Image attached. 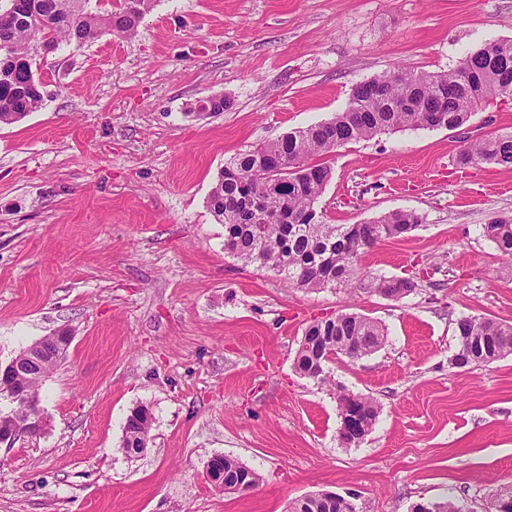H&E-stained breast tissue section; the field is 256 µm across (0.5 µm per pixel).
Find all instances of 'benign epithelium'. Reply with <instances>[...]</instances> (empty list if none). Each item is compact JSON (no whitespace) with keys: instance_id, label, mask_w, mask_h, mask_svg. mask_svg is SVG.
Instances as JSON below:
<instances>
[{"instance_id":"1","label":"benign epithelium","mask_w":512,"mask_h":512,"mask_svg":"<svg viewBox=\"0 0 512 512\" xmlns=\"http://www.w3.org/2000/svg\"><path fill=\"white\" fill-rule=\"evenodd\" d=\"M73 340L69 329H61L42 337L17 354L6 365L0 364V397L20 408L0 413V444L8 447L25 437L44 434L49 421L40 408L36 382L45 378L49 370L47 362L60 361ZM365 400L350 396L340 412L341 441L357 443L368 433L369 427L362 420L366 412ZM206 477L210 484L224 493H239L252 488L250 472L246 469L236 474L232 481L224 480V455L209 458L205 465Z\"/></svg>"}]
</instances>
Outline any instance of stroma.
Masks as SVG:
<instances>
[{"mask_svg": "<svg viewBox=\"0 0 512 512\" xmlns=\"http://www.w3.org/2000/svg\"><path fill=\"white\" fill-rule=\"evenodd\" d=\"M512 38V0H156L135 37L103 33L35 57L40 108L0 125V363L73 333L45 378L47 432L0 445V512H288L320 490L356 512L453 498L486 512L512 484V355L452 367L455 321L512 324V262L481 226L512 214V168L456 165L463 136L512 131V100L464 132L400 129L337 149L316 208L329 224L393 211L424 222L363 254L361 287H288L224 251L209 196L236 154L345 109L398 67L439 72ZM224 111H200L210 97ZM411 277L393 300L373 277ZM355 312L371 355L294 369L307 324ZM375 425L342 445L339 391ZM151 441L122 448L130 410ZM222 453L258 486L212 487ZM137 419L142 427L136 425L134 423H129L127 425V418L123 427V441L126 439L127 443H129L130 439H134L135 441L141 442L144 444L143 448L139 444L135 442H130L129 444H125L124 448L126 453L132 456H138L148 447V443L151 439L150 431L151 428H147L151 426L152 417L148 408L137 409L135 412ZM144 427V428H143Z\"/></svg>", "mask_w": 512, "mask_h": 512, "instance_id": "1", "label": "stroma"}]
</instances>
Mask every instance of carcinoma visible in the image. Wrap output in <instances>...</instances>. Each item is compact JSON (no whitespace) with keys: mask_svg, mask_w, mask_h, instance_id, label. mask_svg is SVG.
I'll return each instance as SVG.
<instances>
[{"mask_svg":"<svg viewBox=\"0 0 512 512\" xmlns=\"http://www.w3.org/2000/svg\"><path fill=\"white\" fill-rule=\"evenodd\" d=\"M91 0H0V123L13 124L40 107V79L32 69L37 45L44 39L80 46L109 31L131 37L153 0L139 8L123 7L98 14ZM473 73L465 86L455 68L423 72L398 67L355 85L347 108L329 121L310 126L237 154L224 165L209 197L211 211L224 224V252L283 276L294 288H353L360 255L377 243L415 230L423 218L396 211L361 224H326L315 205L331 180L324 158L352 142L400 128L461 130L472 112L497 98H512V39L487 42L467 55ZM294 169L282 176L272 165L283 156ZM460 166L488 163L512 168V132L463 140ZM482 237L512 262V216L482 225ZM369 288L399 300L412 294L411 277L379 278ZM459 367L479 366L512 355V324L462 316L455 327ZM311 345L300 346L294 368L300 375L326 382V364L342 355L350 360L375 352L384 329L356 313L334 320H314L305 329ZM123 438L144 445L150 429L134 423ZM294 512H355L344 498L334 503L308 498Z\"/></svg>","mask_w":512,"mask_h":512,"instance_id":"1","label":"carcinoma"}]
</instances>
